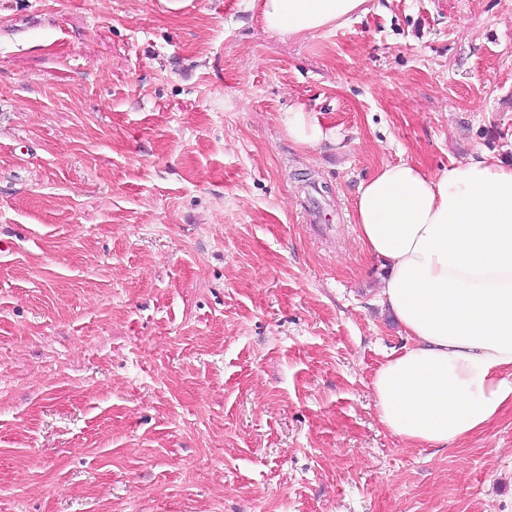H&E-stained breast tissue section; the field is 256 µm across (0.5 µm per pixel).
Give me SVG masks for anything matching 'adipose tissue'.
Instances as JSON below:
<instances>
[{"instance_id": "adipose-tissue-1", "label": "adipose tissue", "mask_w": 512, "mask_h": 512, "mask_svg": "<svg viewBox=\"0 0 512 512\" xmlns=\"http://www.w3.org/2000/svg\"><path fill=\"white\" fill-rule=\"evenodd\" d=\"M364 0H260L272 31L347 21ZM282 123L304 149L341 140L303 106ZM355 221L386 274L378 294L410 340L371 381L380 423L445 448L512 403V165L486 153L435 174L383 164L358 189Z\"/></svg>"}]
</instances>
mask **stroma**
Segmentation results:
<instances>
[{
    "mask_svg": "<svg viewBox=\"0 0 512 512\" xmlns=\"http://www.w3.org/2000/svg\"><path fill=\"white\" fill-rule=\"evenodd\" d=\"M300 104L340 144L303 150ZM512 164V0H0V512H512V403L378 421L361 181ZM365 0H261L260 12L271 31L299 35L345 22Z\"/></svg>",
    "mask_w": 512,
    "mask_h": 512,
    "instance_id": "stroma-1",
    "label": "stroma"
}]
</instances>
